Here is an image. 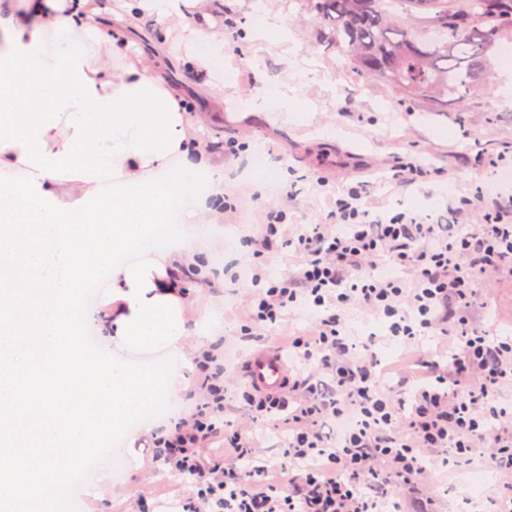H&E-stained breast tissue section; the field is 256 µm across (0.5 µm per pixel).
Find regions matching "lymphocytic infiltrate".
Instances as JSON below:
<instances>
[{
  "label": "lymphocytic infiltrate",
  "instance_id": "lymphocytic-infiltrate-1",
  "mask_svg": "<svg viewBox=\"0 0 512 512\" xmlns=\"http://www.w3.org/2000/svg\"><path fill=\"white\" fill-rule=\"evenodd\" d=\"M480 205L481 220L469 212ZM253 260L245 328L263 332L313 306L314 326L288 338L302 368L284 390H229L224 375L203 365L197 405L159 448L174 451L173 468L194 463L193 452L224 443L233 462L208 477L222 512H380L388 493L407 497L428 471L427 456H478L498 473L500 512H512V339L494 341L473 328L475 283L512 266V194L450 197L438 217L411 211L371 210L363 191L333 200L314 224H292L282 208L263 212L250 236ZM294 251L293 268L278 280L264 268L271 250ZM357 308L391 321L421 371L390 387L372 357L353 353L344 315ZM444 337L447 360L420 345L421 336ZM251 421L286 436L281 460L270 463L255 435L224 426L226 394Z\"/></svg>",
  "mask_w": 512,
  "mask_h": 512
}]
</instances>
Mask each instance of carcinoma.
Here are the masks:
<instances>
[{
	"mask_svg": "<svg viewBox=\"0 0 512 512\" xmlns=\"http://www.w3.org/2000/svg\"><path fill=\"white\" fill-rule=\"evenodd\" d=\"M355 67L406 96L439 103L481 88L497 43L512 40V0H303ZM217 468L198 457L193 485Z\"/></svg>",
	"mask_w": 512,
	"mask_h": 512,
	"instance_id": "cac0c4a2",
	"label": "carcinoma"
}]
</instances>
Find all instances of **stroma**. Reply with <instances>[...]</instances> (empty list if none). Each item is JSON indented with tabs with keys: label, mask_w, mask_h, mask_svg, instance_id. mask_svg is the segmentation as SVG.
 Returning <instances> with one entry per match:
<instances>
[{
	"label": "stroma",
	"mask_w": 512,
	"mask_h": 512,
	"mask_svg": "<svg viewBox=\"0 0 512 512\" xmlns=\"http://www.w3.org/2000/svg\"><path fill=\"white\" fill-rule=\"evenodd\" d=\"M267 13L278 18L281 31L254 38V25ZM188 21L221 32L223 48L212 51L173 35L154 50V38L165 34L171 21L143 12L134 20L125 60L157 70L188 106L212 154L223 157L228 139L248 147L245 156L224 163V191L235 197L239 221L215 226V244L196 254L200 272L184 305L189 323L204 317L223 323L216 345H229L242 358L269 345L262 337L243 335L237 311L251 289L243 275L251 259L245 227L259 222L265 208L279 206L282 196L293 199L291 221L314 224L327 212L324 197L312 190L319 177L340 189L367 186L371 198L384 201L389 211L432 216L443 210L447 197L471 186L500 191L498 169L481 160L512 151V42L504 44L483 89L431 106L357 71L349 55L327 41L301 0H208L205 14L189 15ZM205 53L210 67H191L190 56ZM209 82L223 84V97L206 92ZM264 85L287 91L293 111L267 116L246 111ZM400 157L418 158L438 174L405 192L394 191L393 164ZM476 288V325L493 336H512V270ZM389 325V319L356 308L346 319L356 353L372 345L383 357V372L394 376L400 359L390 351L400 342L389 337ZM151 444L146 436L121 448V472L105 467L94 473L92 482L70 497L68 512H132L140 497L165 505L190 497L192 485L156 468Z\"/></svg>",
	"instance_id": "1"
}]
</instances>
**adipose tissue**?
Segmentation results:
<instances>
[{
    "instance_id": "1",
    "label": "adipose tissue",
    "mask_w": 512,
    "mask_h": 512,
    "mask_svg": "<svg viewBox=\"0 0 512 512\" xmlns=\"http://www.w3.org/2000/svg\"><path fill=\"white\" fill-rule=\"evenodd\" d=\"M201 0H126L190 28ZM127 30L89 0L0 12V512H60L109 436L187 393L210 336L183 317L185 273L224 218V162L147 68L123 63ZM182 201V220L169 222ZM158 237L152 252L117 255ZM98 306L73 323L83 282ZM98 337L88 346L86 329Z\"/></svg>"
}]
</instances>
